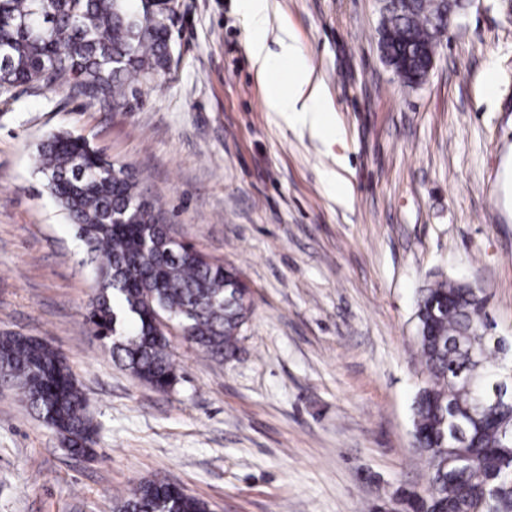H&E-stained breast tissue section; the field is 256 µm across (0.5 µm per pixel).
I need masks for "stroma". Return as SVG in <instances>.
I'll use <instances>...</instances> for the list:
<instances>
[{
	"label": "stroma",
	"mask_w": 512,
	"mask_h": 512,
	"mask_svg": "<svg viewBox=\"0 0 512 512\" xmlns=\"http://www.w3.org/2000/svg\"><path fill=\"white\" fill-rule=\"evenodd\" d=\"M269 2L341 144L267 111L237 0H179L180 64L135 111L0 89V335L58 349L99 426L95 456H72L0 380V512H112L154 478L211 512H407L429 479L412 436L419 290L478 284L512 340V18L476 0L410 88L381 58L383 0ZM58 130L128 166L175 236L247 282L235 358L171 336L179 380L161 393L93 336L96 263L35 163Z\"/></svg>",
	"instance_id": "1"
}]
</instances>
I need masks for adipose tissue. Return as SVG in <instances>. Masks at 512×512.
I'll list each match as a JSON object with an SVG mask.
<instances>
[{
	"label": "adipose tissue",
	"mask_w": 512,
	"mask_h": 512,
	"mask_svg": "<svg viewBox=\"0 0 512 512\" xmlns=\"http://www.w3.org/2000/svg\"><path fill=\"white\" fill-rule=\"evenodd\" d=\"M239 11L249 31V52L256 74L266 88L267 111L307 129L319 139L341 140L342 130L331 129L327 112L329 100L321 82L307 65L288 26H281L278 55H270L265 35L272 23L268 0H239ZM286 62L289 74L279 79L275 63Z\"/></svg>",
	"instance_id": "adipose-tissue-1"
}]
</instances>
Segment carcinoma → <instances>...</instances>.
<instances>
[{"instance_id": "cac0c4a2", "label": "carcinoma", "mask_w": 512, "mask_h": 512, "mask_svg": "<svg viewBox=\"0 0 512 512\" xmlns=\"http://www.w3.org/2000/svg\"><path fill=\"white\" fill-rule=\"evenodd\" d=\"M379 31L389 54L415 66L433 51L430 18L442 22L444 0H385ZM178 0H0V89H64L88 107L132 112L178 60L172 29ZM48 196L64 212L88 253L100 261L88 322L112 358L158 391L178 382L158 317L187 327L188 341L212 358L238 348L252 301L250 289L194 247L167 254L164 206L139 178L88 138L56 131L37 147ZM482 289L437 280L416 302L418 349L426 378L413 404V445L425 458L429 484L423 512H512V399L478 413L480 394L499 379L501 352ZM0 376L68 443L92 451L97 427L64 356L32 336H0ZM113 512H207L172 484L141 482Z\"/></svg>"}]
</instances>
